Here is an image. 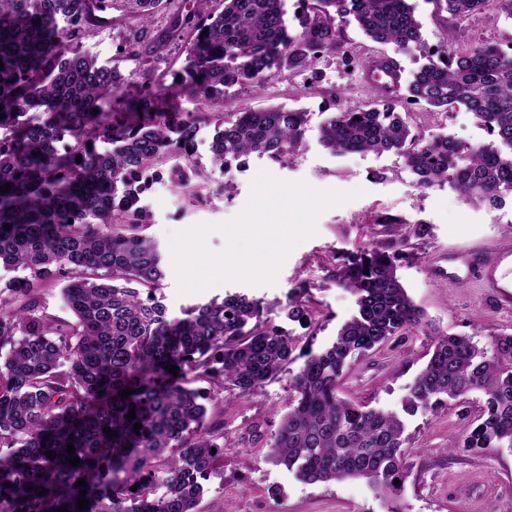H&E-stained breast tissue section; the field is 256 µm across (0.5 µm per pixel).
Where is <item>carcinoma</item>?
<instances>
[{
	"label": "carcinoma",
	"mask_w": 512,
	"mask_h": 512,
	"mask_svg": "<svg viewBox=\"0 0 512 512\" xmlns=\"http://www.w3.org/2000/svg\"><path fill=\"white\" fill-rule=\"evenodd\" d=\"M104 2L0 0V186L11 184L0 192V267L27 272L0 289V512H194L212 451L224 450V418L208 414L188 376L248 395L281 371L298 341L246 294L169 314L156 296L162 256L138 233L147 218L142 196L161 177L153 162L183 159L170 171L176 185L207 178L193 156L199 125L211 120V162L220 170L253 153L280 160L296 152L307 113L273 107L221 117L224 93L242 83L261 89L284 71L313 72L329 53L347 57L352 19L374 43L400 52L423 44L412 0H297L292 29L285 0H222L215 10L211 0H195L187 13L179 0H112L133 22L124 53L144 76L148 46L193 32L173 92L195 98L203 112L185 117L164 109L151 85L127 97L119 69L79 50ZM434 2L447 13L442 42L413 73L406 97L431 113L465 108L489 140L412 132L396 111L397 80L370 81L365 105L338 104L342 93L331 91L335 111L320 140L335 154L393 152L416 187L447 184L469 204L500 209L512 197V47L473 45L458 33L491 3L512 20V0ZM162 9L173 10L165 29L156 27ZM355 67L399 72L387 55L360 58ZM99 140L108 147L98 149ZM401 258L396 242L338 257L334 276L356 296L357 312L330 346L298 353L292 405L266 454L308 484L361 479L387 512H404L408 416L479 393L480 411L450 451L512 450V334L493 337L488 348L469 336L431 337L430 358L398 411L339 395L353 362L422 328L396 274ZM42 282L63 283L76 324L43 311ZM305 288L286 297L290 321L311 318L300 300ZM128 388L133 394L121 396ZM132 408L136 418L128 419ZM71 455L79 465L68 462ZM79 480L85 485L74 487Z\"/></svg>",
	"instance_id": "obj_1"
}]
</instances>
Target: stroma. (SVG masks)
Masks as SVG:
<instances>
[{
    "instance_id": "stroma-1",
    "label": "stroma",
    "mask_w": 512,
    "mask_h": 512,
    "mask_svg": "<svg viewBox=\"0 0 512 512\" xmlns=\"http://www.w3.org/2000/svg\"><path fill=\"white\" fill-rule=\"evenodd\" d=\"M414 2L422 25L421 48L396 53L393 46L367 39L352 23L345 28L351 55L397 56L403 79H410L422 62L423 52L437 48L441 30L431 0ZM119 15V10L112 8L102 12L100 23L82 40L80 49L99 64L128 74L125 90L135 95L145 79L137 74L136 62L123 53L126 29L119 23ZM184 58L183 40L160 45L154 51L147 80L167 95L171 106L193 115L199 110L196 100L171 93ZM317 69L321 85L317 91L308 86L310 73L285 72L263 89L237 85L224 97V109L232 113L270 106L307 112L308 123L298 152L280 161L252 154L232 161L222 171L210 165L214 127L201 125L195 160L207 168V179L178 187L169 178L174 159L156 161L154 168L163 178L145 194L148 222L141 233L157 242L162 255H169L168 232L234 217L249 197L252 178L262 169L283 180H306L320 189L349 191L360 187L363 196L322 213L316 235L293 249L274 285L230 282L180 296L173 269H166L160 288L169 312L176 315L197 303L245 294L263 301L267 319L318 351L334 341L340 326L356 309L352 293L330 275L336 256L404 236L408 244L397 264V276L424 311L433 331L471 336L483 347L490 345L493 336L512 333V312L498 311L477 289L456 287L430 273L433 259L476 241L512 248V202L490 211L462 201L445 185L417 188L402 158L391 152L336 155L325 149L319 141V127L333 110L328 89L344 88L351 103L358 105L367 103L370 96L361 73L349 70L346 59L326 56ZM397 110L411 130L428 138L447 135L472 144L487 138L472 114L462 110L430 116L423 106L404 101L398 103ZM381 215L390 216V223H378ZM415 223L428 226V234L408 237V227ZM301 282L307 285L303 299L313 315L303 327L286 320L282 312L287 294ZM429 348L428 336L420 333L392 340L356 362L343 381L342 397L372 408L399 409L407 387L428 359ZM299 367V361H292L261 389L235 398L215 390L206 380H191V387L204 395L208 410L224 414V452L213 462L208 491L196 512H217L225 505L232 512H386L383 501L364 481L305 483L294 472L266 461L265 442L247 441L251 425L261 424L269 434L277 430L289 410L290 378ZM480 405L479 394L473 393L465 402L408 419L409 477L403 493L406 512H474L491 503L512 505V451L492 449L473 454L446 450L449 440L474 419Z\"/></svg>"
}]
</instances>
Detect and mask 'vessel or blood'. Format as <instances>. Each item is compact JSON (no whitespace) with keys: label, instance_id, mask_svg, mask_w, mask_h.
<instances>
[{"label":"vessel or blood","instance_id":"vessel-or-blood-1","mask_svg":"<svg viewBox=\"0 0 512 512\" xmlns=\"http://www.w3.org/2000/svg\"><path fill=\"white\" fill-rule=\"evenodd\" d=\"M448 275L481 288L498 310H512L511 251L480 245L449 252Z\"/></svg>","mask_w":512,"mask_h":512}]
</instances>
